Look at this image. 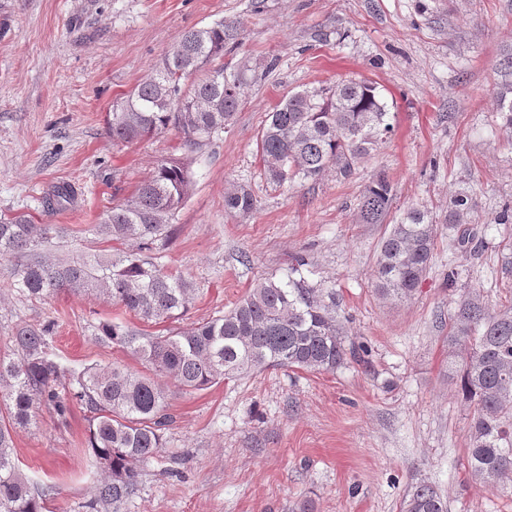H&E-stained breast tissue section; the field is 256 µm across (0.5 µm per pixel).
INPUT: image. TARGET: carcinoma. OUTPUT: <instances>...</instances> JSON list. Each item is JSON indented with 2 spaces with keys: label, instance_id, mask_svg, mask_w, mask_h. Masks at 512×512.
Instances as JSON below:
<instances>
[{
  "label": "carcinoma",
  "instance_id": "carcinoma-1",
  "mask_svg": "<svg viewBox=\"0 0 512 512\" xmlns=\"http://www.w3.org/2000/svg\"><path fill=\"white\" fill-rule=\"evenodd\" d=\"M233 20L185 32L161 64L113 106L108 129L115 143L129 144L169 128L191 150L211 144L231 124L243 88L253 80L244 63L227 73L226 45L238 42ZM191 87L183 89L186 80ZM391 132L387 104L366 79H344L331 86L303 89L270 113L257 140L262 175L275 184L315 179L330 168L344 176ZM188 169L162 161L124 202L106 209L100 233L134 241L149 250L172 234V223L189 194ZM69 183L43 198L46 207L75 200ZM391 182L376 175L360 198L357 223L385 224L393 204ZM475 203L468 193L451 198L449 220L465 221ZM254 208L249 189L224 196V210L246 216ZM435 224L428 211L411 208L382 238L376 258V292L384 299H407L419 287L433 255ZM52 225L26 214L0 215V260H11L15 287L29 297L61 291L103 295L142 321L159 324L188 311L192 289L141 252L108 261L85 255L51 262L37 247L52 240ZM258 282L231 311L170 333L138 336L123 326L103 323L98 339L132 351L145 373L118 366L87 368L63 384V369L49 349L55 321L22 325L10 336L11 352L0 353V512H49L47 492L21 473L12 431L26 426L41 406L64 419L69 399L92 413L88 451L101 478L89 507L117 508L138 488L141 465L159 453L172 421L164 377L179 391L207 389L226 377L283 366L333 371L353 348L345 345L336 316V296L296 277ZM448 371L456 374L462 399L473 411L467 466L476 480L496 484L512 476V313L491 314L474 290L454 315L448 334ZM403 512H448L437 490L420 483L403 503Z\"/></svg>",
  "mask_w": 512,
  "mask_h": 512
}]
</instances>
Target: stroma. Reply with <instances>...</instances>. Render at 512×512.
Segmentation results:
<instances>
[{
    "instance_id": "1",
    "label": "stroma",
    "mask_w": 512,
    "mask_h": 512,
    "mask_svg": "<svg viewBox=\"0 0 512 512\" xmlns=\"http://www.w3.org/2000/svg\"><path fill=\"white\" fill-rule=\"evenodd\" d=\"M220 19L240 29L226 69L278 60L245 88L234 122L197 151L172 129L113 143V102L183 32ZM510 56L512 0H0V214L55 225L53 260L126 252L131 242L96 234L102 212L158 161H183L190 195L150 255L195 289L182 319L146 323L95 294L27 297L0 262V349L16 325L52 319L50 349L66 372L114 364L141 373L129 349L98 343L102 322L164 336L227 312L299 257L308 283L335 292L348 341L364 349L333 371L269 367L170 391L165 446L120 512H401L422 482L448 512H512V479L486 486L468 471L472 413L448 373L447 341L472 289L490 312L512 305L500 283L512 223L496 221L512 206V132L496 108ZM348 78L378 86L391 133L350 176L267 182L256 141L269 112L288 92ZM379 173L393 187V217L422 206L436 226L422 283L397 303L375 291L386 227L356 221ZM62 183L76 187L75 202L47 209L43 196ZM239 184L255 198L246 216L224 211ZM463 188L476 207L466 223H449ZM90 418L79 403L63 419L43 407L13 435L22 473L51 490V512H88L99 478L85 452Z\"/></svg>"
}]
</instances>
